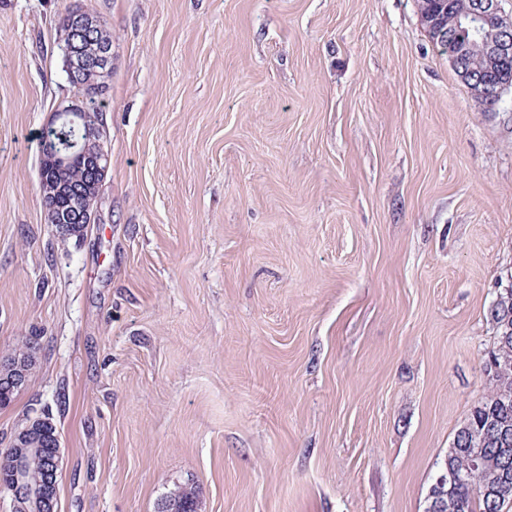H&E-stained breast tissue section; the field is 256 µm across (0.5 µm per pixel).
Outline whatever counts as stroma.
I'll return each instance as SVG.
<instances>
[{
    "instance_id": "stroma-1",
    "label": "stroma",
    "mask_w": 512,
    "mask_h": 512,
    "mask_svg": "<svg viewBox=\"0 0 512 512\" xmlns=\"http://www.w3.org/2000/svg\"><path fill=\"white\" fill-rule=\"evenodd\" d=\"M73 5L112 77L65 240ZM511 274L512 89L483 110L417 0H0V356L36 348L0 450L52 417L58 512H425ZM87 14L79 9H67L62 14L57 23V32L64 33L65 30L73 24L78 15ZM104 28V23L97 17L83 15L78 17L76 22L68 28L66 33L57 41L59 48L66 60L78 61L79 65L97 66L101 69L112 68V44L102 40L100 34ZM103 38H108L112 42V32L107 27L102 32ZM87 43H96L95 55L90 59L83 55L84 46ZM74 106H66L62 109L57 110L54 114V118L46 130L51 129L58 136V140L55 141V149L57 158L65 160L70 157L71 154L75 153V142L65 140L60 134V128L67 125V123L73 124L78 119V114L72 112ZM96 145L88 143L87 147L81 146L79 153L72 155L70 159L63 165H57L54 159V153L48 152L41 156L40 165L46 169V177L50 179L49 185L53 190L56 188H62V192H59L55 196L49 195L48 191H44L42 196V202L44 208L47 210L49 222L51 219L49 216L50 207L53 206L58 210H64L70 207L71 204L78 205L80 207L87 208L91 216L94 215V205L99 194L100 187L95 184L102 183L104 176L97 172L94 165L89 161V157L96 150ZM85 153V154H83ZM91 183L94 185H91ZM83 186L86 190V199L76 200L70 192V187ZM52 224V223H51ZM165 499L174 500L177 512L198 511V493L195 488H177L166 495Z\"/></svg>"
}]
</instances>
